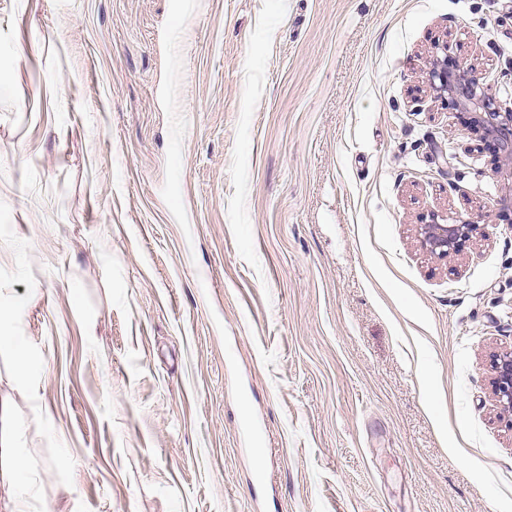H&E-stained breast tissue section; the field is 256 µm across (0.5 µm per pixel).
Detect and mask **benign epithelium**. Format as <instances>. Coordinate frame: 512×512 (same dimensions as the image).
I'll return each mask as SVG.
<instances>
[{"label": "benign epithelium", "mask_w": 512, "mask_h": 512, "mask_svg": "<svg viewBox=\"0 0 512 512\" xmlns=\"http://www.w3.org/2000/svg\"><path fill=\"white\" fill-rule=\"evenodd\" d=\"M445 57L433 56L429 62L428 83L440 96H449L453 104L472 113L469 130L479 142H491L496 148L495 165H512V111L502 112L486 100L479 81L461 65L446 57L448 46H442ZM476 231L474 224H440L432 221L420 227L422 247L439 259L457 251L462 242ZM492 395L505 410H512V350L502 351L490 362Z\"/></svg>", "instance_id": "7a95c632"}]
</instances>
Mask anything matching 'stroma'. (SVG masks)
I'll return each mask as SVG.
<instances>
[{"label": "stroma", "instance_id": "stroma-1", "mask_svg": "<svg viewBox=\"0 0 512 512\" xmlns=\"http://www.w3.org/2000/svg\"><path fill=\"white\" fill-rule=\"evenodd\" d=\"M438 43L512 108V0H0L29 512H512V171ZM436 54L430 59L428 83L433 92L440 96L448 95L453 104L472 112L468 125L470 133L479 142H491L496 148L495 166L503 162L512 165V111L501 112L499 108L484 98L479 81L461 65L448 59V47L442 45L444 57ZM473 224H440L431 221L420 227L422 247L432 256L442 259L457 251L462 242L476 231ZM492 395L505 410H512V350L502 351L490 362Z\"/></svg>", "mask_w": 512, "mask_h": 512}]
</instances>
